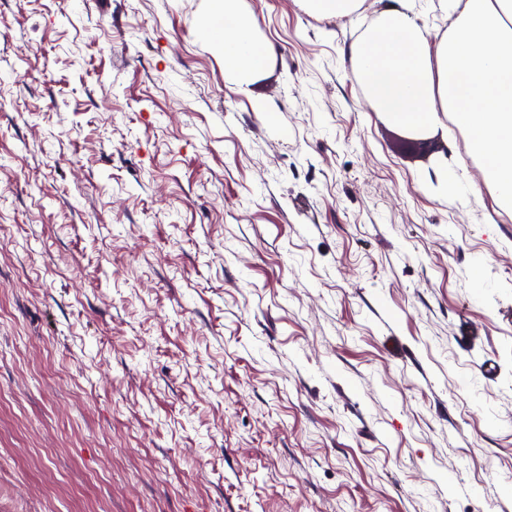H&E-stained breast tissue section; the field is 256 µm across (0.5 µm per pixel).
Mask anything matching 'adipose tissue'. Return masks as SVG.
Masks as SVG:
<instances>
[{"mask_svg":"<svg viewBox=\"0 0 512 512\" xmlns=\"http://www.w3.org/2000/svg\"><path fill=\"white\" fill-rule=\"evenodd\" d=\"M451 23L440 41L419 23L412 0H389L383 26L349 51L377 111L394 123L429 127L452 115L498 206L512 209V0H441ZM253 18L210 0L203 35H215L231 73L257 71L266 56Z\"/></svg>","mask_w":512,"mask_h":512,"instance_id":"1","label":"adipose tissue"}]
</instances>
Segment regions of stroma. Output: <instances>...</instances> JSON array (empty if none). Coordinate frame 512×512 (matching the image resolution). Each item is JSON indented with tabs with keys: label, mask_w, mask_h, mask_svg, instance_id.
I'll use <instances>...</instances> for the list:
<instances>
[{
	"label": "stroma",
	"mask_w": 512,
	"mask_h": 512,
	"mask_svg": "<svg viewBox=\"0 0 512 512\" xmlns=\"http://www.w3.org/2000/svg\"><path fill=\"white\" fill-rule=\"evenodd\" d=\"M0 0V512H512V210L357 85L383 0ZM229 1L231 0H210L209 19L202 27V34L209 38L214 29L222 28V33L215 38V42L222 49L225 71H257L263 65L266 56L252 37L255 20L232 11ZM313 6L323 15H354L360 8V0H313Z\"/></svg>",
	"instance_id": "stroma-1"
}]
</instances>
